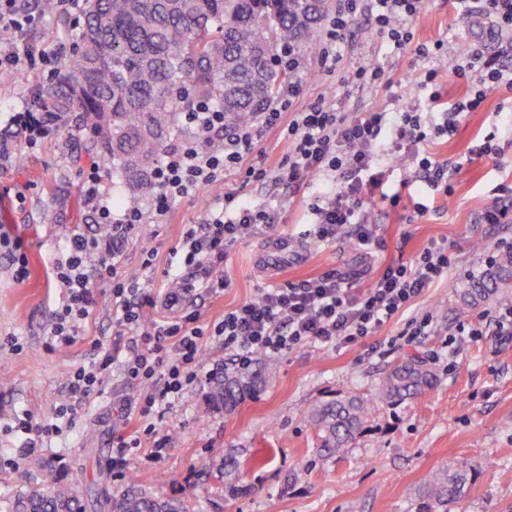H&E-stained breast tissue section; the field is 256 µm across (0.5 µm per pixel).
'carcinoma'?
Wrapping results in <instances>:
<instances>
[{"instance_id":"1","label":"carcinoma","mask_w":512,"mask_h":512,"mask_svg":"<svg viewBox=\"0 0 512 512\" xmlns=\"http://www.w3.org/2000/svg\"><path fill=\"white\" fill-rule=\"evenodd\" d=\"M21 9L57 12L55 0H22ZM330 0H85L69 52L38 89L36 108L50 121H73L87 149L132 202L153 194V170L195 106L224 112L227 123L248 122L274 105L295 75V61L312 48ZM463 303L490 297L512 307V250L469 279ZM265 382L246 371L211 381L205 411L229 412ZM425 358L397 361L369 396L346 394L314 404L308 421L322 450L335 455L386 409L434 387ZM49 490L18 492L9 512H86L72 480L40 459L32 461ZM469 480L465 466L431 472L421 512H450ZM112 512H186L180 502L142 490L133 478L109 495Z\"/></svg>"}]
</instances>
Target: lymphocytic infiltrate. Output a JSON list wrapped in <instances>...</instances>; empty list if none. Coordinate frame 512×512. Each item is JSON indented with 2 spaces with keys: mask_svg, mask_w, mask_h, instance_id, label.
<instances>
[{
  "mask_svg": "<svg viewBox=\"0 0 512 512\" xmlns=\"http://www.w3.org/2000/svg\"><path fill=\"white\" fill-rule=\"evenodd\" d=\"M424 9L425 0H338L336 15L319 43V57L324 62L335 59L336 45L349 18L368 10L374 12L383 39L395 49H408L412 39L408 25ZM453 69L471 72L474 78L464 97L450 105L440 91L431 92L429 100L437 117L430 121L423 120L419 108L411 103L349 113L320 100L294 112L287 127L291 143L288 156L270 169L252 165L250 159L265 128L275 124L286 110L287 99H279L249 122L232 126L220 111L187 113L185 119L195 133L165 154L156 167L158 191L146 212L134 204L112 207L100 191L98 166H91L83 183L85 205L93 223L103 226L115 239L125 237L147 218L164 223L172 203L200 187L223 182L224 202L202 222L188 225L174 249L184 266L201 271V282H184L160 302L142 291L138 283L119 275L114 253L103 251L99 237L75 233L65 239L63 258L53 266L57 284L68 297L54 326L55 344H73L77 325L90 315L91 290L103 283L111 289L116 336L128 338L132 350L124 358L119 348H102L91 365L71 372V399L57 407L56 422L39 426L26 418L18 422L17 430L26 435L28 446H35L39 438L60 434V422L71 414L74 401L101 387L118 371L128 384L141 388L137 397L127 401L128 414L137 417L145 434L154 436L156 449L166 448L168 438L158 435L152 418L169 408L195 381L203 361L201 338L206 332L198 325L200 316L192 310L188 295L200 283L214 291L226 288L223 268L230 250L258 228L279 223L281 213L291 207L287 200L272 208L244 198L236 178L291 185L322 178L327 189L307 205L309 236L330 241L345 231L359 246L369 248L375 242L377 226L363 207L364 198L379 196L393 211L402 202L400 194L383 191L386 171L381 149H388V157L397 162L415 160L428 186L447 193L452 180L464 169V161L450 165L436 160L421 152V144L452 133L462 114L478 111L490 94L502 86H512V77L477 54L456 59ZM219 139L224 142L220 149L215 146ZM92 257L97 265L91 276L85 267ZM448 266V247L436 242L411 263L387 265L379 278L364 288L355 274L344 279L325 275L296 285L262 288L256 297L225 313L207 334L231 348L243 370L258 354L278 356L312 344L348 347L374 336L385 322L408 309L416 297L447 273ZM158 306L162 315L145 323L146 310Z\"/></svg>",
  "mask_w": 512,
  "mask_h": 512,
  "instance_id": "obj_1",
  "label": "lymphocytic infiltrate"
}]
</instances>
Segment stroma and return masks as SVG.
<instances>
[{
  "label": "stroma",
  "mask_w": 512,
  "mask_h": 512,
  "mask_svg": "<svg viewBox=\"0 0 512 512\" xmlns=\"http://www.w3.org/2000/svg\"><path fill=\"white\" fill-rule=\"evenodd\" d=\"M78 16L75 10L41 16L24 41L45 48L48 60L0 75V233L22 239L28 269L25 278H17L9 247L0 245V364L9 368L0 385V503L41 487V475L30 465L41 458L75 477V491L88 500L101 486L117 492L135 477L148 491L182 501L187 512H415L417 492L432 471L466 465L473 469L471 480L451 512H512V343L494 334L495 300L464 315L458 312L469 277L512 243V223L480 221L498 187L512 184V90L507 88L492 94L479 111L465 114L453 136L425 143L427 152L451 162L487 137L498 147L497 153L465 166L450 196L428 190L404 164L391 167L387 191L413 196L428 211L418 217L410 210L369 205L379 226L371 253L345 235L329 242L305 239V205L316 196L318 183H248L243 188L247 198L273 207L287 197L294 205L272 234L259 233L234 246L224 267L229 288L217 293L201 288L190 298L201 323H213L259 289L355 272L367 285L388 264L411 262L432 242L447 243V276L375 336L349 348L316 345L273 359L255 357L253 367L268 372L266 383L230 413L205 412L209 381L198 378L172 409L153 418L169 438L167 448L152 457L153 439L142 437L140 447L127 450L120 470L112 464V439L126 430L122 402L129 391L118 376L83 399L61 435L24 447L14 429L17 420L27 416L37 424L50 418L69 397L71 371L89 365L98 343H112L117 331L110 291L97 288L75 343L50 345L65 302L51 267L66 235L91 230L81 187L94 158L73 126H48L30 146L13 122L15 113L34 111V91L67 50ZM411 31L415 42L431 47L440 41L461 56L483 48L500 68L512 71L507 49L512 41L476 25L456 0H427ZM336 56L333 70L320 66L316 54L304 56L292 80L294 107L323 96L353 112L396 98L426 109L429 92L418 82L432 68L438 69L437 81L447 88L449 100L467 90L446 56L418 58L393 50L367 15L350 18ZM369 62L384 71L383 86L366 93L344 84L348 72ZM223 199V184L204 186L173 203L166 223L136 226L116 256L120 273L155 295L170 286L164 269L175 266L181 278H195V269L181 266L173 249L185 226L200 223ZM273 234L304 240L307 255L276 269L257 266L254 256ZM425 315L432 317V326L413 342L401 340L409 322ZM460 324L478 328V336L455 338ZM408 354L427 359L438 375L436 386L384 414L343 452L322 456L308 409L339 393H374L390 366ZM219 457L240 463L225 482L211 468ZM230 484L235 487L231 493L226 490Z\"/></svg>",
  "instance_id": "35a3bbf8"
}]
</instances>
